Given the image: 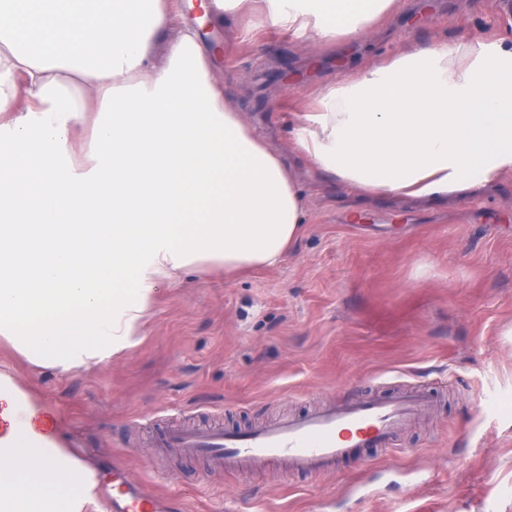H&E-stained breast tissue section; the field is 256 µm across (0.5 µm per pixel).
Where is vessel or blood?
I'll return each mask as SVG.
<instances>
[{
    "instance_id": "b4317fda",
    "label": "vessel or blood",
    "mask_w": 512,
    "mask_h": 512,
    "mask_svg": "<svg viewBox=\"0 0 512 512\" xmlns=\"http://www.w3.org/2000/svg\"><path fill=\"white\" fill-rule=\"evenodd\" d=\"M432 404L421 388L406 385L392 397H368L284 416L245 430L181 427L162 439L164 447L215 460L225 471L246 473L261 464L314 474L336 466L358 448L396 452L400 431ZM113 512H162L124 473L112 475Z\"/></svg>"
}]
</instances>
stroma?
<instances>
[{"mask_svg":"<svg viewBox=\"0 0 512 512\" xmlns=\"http://www.w3.org/2000/svg\"><path fill=\"white\" fill-rule=\"evenodd\" d=\"M506 0H401L347 51L213 30L227 102L306 188L303 235L275 267L184 275L140 343L91 370L0 367L30 384L94 467L120 466L183 512H512V173L464 197L358 200L293 151L287 112L315 87L436 42H512ZM404 383L436 398L399 438L304 477L227 473L158 444L163 428L245 427ZM491 396L487 408L478 398Z\"/></svg>","mask_w":512,"mask_h":512,"instance_id":"stroma-1","label":"stroma"}]
</instances>
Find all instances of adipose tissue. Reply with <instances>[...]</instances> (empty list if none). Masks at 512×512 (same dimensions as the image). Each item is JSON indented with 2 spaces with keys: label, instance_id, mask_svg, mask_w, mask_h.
<instances>
[{
  "label": "adipose tissue",
  "instance_id": "obj_1",
  "mask_svg": "<svg viewBox=\"0 0 512 512\" xmlns=\"http://www.w3.org/2000/svg\"><path fill=\"white\" fill-rule=\"evenodd\" d=\"M396 0H211L213 23L329 42ZM178 27L164 66L148 47ZM181 0H0V342L62 374L127 354L160 286L279 263L296 172L224 98ZM97 118L82 156L72 129ZM295 152L355 193L432 198L512 169V44L439 42L336 80ZM0 369V512H107L95 469Z\"/></svg>",
  "mask_w": 512,
  "mask_h": 512
}]
</instances>
